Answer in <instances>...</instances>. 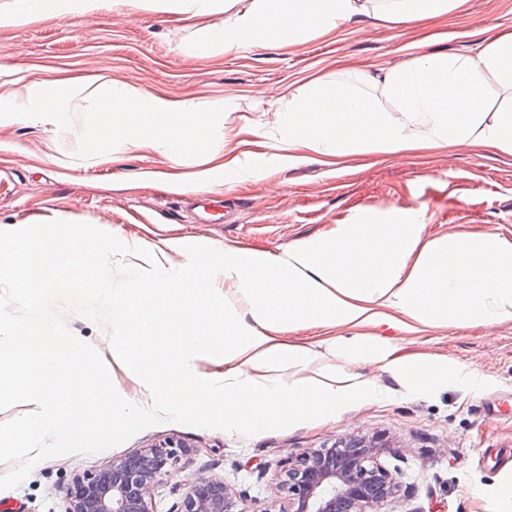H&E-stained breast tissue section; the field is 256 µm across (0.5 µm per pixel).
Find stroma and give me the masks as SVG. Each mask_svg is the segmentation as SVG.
<instances>
[{"label":"stroma","instance_id":"35a3bbf8","mask_svg":"<svg viewBox=\"0 0 512 512\" xmlns=\"http://www.w3.org/2000/svg\"><path fill=\"white\" fill-rule=\"evenodd\" d=\"M256 0H228L197 15L176 7L116 8L101 0L93 15L48 9L32 21L0 26V100L22 86L59 80L77 89L62 118L17 123L0 116V248L18 224L53 230L85 228L88 265L100 259L96 238L109 225L119 242L108 262L114 285L145 278L151 264L124 243L162 247L190 238L226 248L282 253L304 239L332 235L340 224L380 223L392 209L423 224L425 239L495 233L512 240V152L490 146H421L402 154L345 157L304 149L297 160L279 148L280 102L308 83L378 73L414 56L467 55L512 31V0H458L422 23L395 25L379 15L312 34L291 47L269 44L232 51L208 45L203 33L223 26ZM111 86L134 83L160 97L220 99L213 116L217 144L170 160L151 145L130 152L78 150L97 102L85 93L93 77ZM261 171L236 172L256 157ZM401 353L445 357L472 370L414 395L379 366L361 372L389 391L387 400L349 406L337 417L285 430L154 425L93 455L38 462L18 485L0 489V512H66V489L81 474L167 439L183 441L164 484L151 491L155 512H178L188 486L223 479L243 494L245 512H277L273 483L279 463L346 435L381 437L380 456L400 469L407 491L391 512H494L500 478L512 475V321L490 327L442 322L397 336Z\"/></svg>","mask_w":512,"mask_h":512}]
</instances>
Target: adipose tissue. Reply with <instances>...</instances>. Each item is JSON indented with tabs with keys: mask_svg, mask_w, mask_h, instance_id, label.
Here are the masks:
<instances>
[{
	"mask_svg": "<svg viewBox=\"0 0 512 512\" xmlns=\"http://www.w3.org/2000/svg\"><path fill=\"white\" fill-rule=\"evenodd\" d=\"M372 0H258L255 10L208 32L209 40L233 50L272 43L294 46L311 33L337 28L369 11ZM99 0H14L0 12V25L36 19L45 6L60 14L92 13ZM455 6V0H388L386 14L396 24L422 21ZM512 88V32L476 53L451 57L428 53L405 67L380 76L358 74L356 82L322 81L301 87L282 108L285 150H322L336 156L354 153L395 154L419 141L450 145H490L512 151V107L501 109L495 123L484 124L488 79ZM97 100L92 132L80 149L94 154L105 145L131 151L152 142L169 158L209 144L214 133L205 114L223 111L218 101L186 102L147 95L129 84L115 89L101 83L91 90ZM68 87L55 81L24 86L0 104L19 123L63 111ZM16 244L0 253V283L24 289L23 300L38 305L56 281L50 259L71 258L76 275L85 262L78 242L82 227L64 224L48 236L33 226L13 230ZM170 251L183 265L163 268V253L153 256L157 275L130 288H116L105 263L92 278L93 301H105L112 325L121 333L112 360L133 375L145 391L128 407L136 414L182 416L191 409L207 413L224 405V430L233 434L262 422L285 427L340 415L351 403L381 399L384 389L359 373L377 364L420 394L464 378L462 369L431 357L405 356L388 338L358 336L355 328L381 324L406 331L412 325L453 322L490 326L512 320V242L495 234L454 235L423 241L418 224H341L333 235L300 240L282 254L243 252L191 239L172 240ZM232 288L219 290L224 280ZM248 307L250 322L236 321ZM160 318L179 333L160 341L153 365L127 361L128 345L143 322ZM306 325L350 328L347 336L326 339L335 357L314 378V345L289 343L280 330ZM222 341L221 371L206 372L200 361Z\"/></svg>",
	"mask_w": 512,
	"mask_h": 512,
	"instance_id": "ef3b65f1",
	"label": "adipose tissue"
}]
</instances>
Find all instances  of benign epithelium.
<instances>
[{"label": "benign epithelium", "instance_id": "1", "mask_svg": "<svg viewBox=\"0 0 512 512\" xmlns=\"http://www.w3.org/2000/svg\"><path fill=\"white\" fill-rule=\"evenodd\" d=\"M182 447L170 439L74 478L67 512H154L150 491L169 476ZM381 447L373 438L346 436L285 458L273 486L279 512H384L400 482L379 461ZM241 503L235 487L203 477L188 487L179 512H246Z\"/></svg>", "mask_w": 512, "mask_h": 512}]
</instances>
